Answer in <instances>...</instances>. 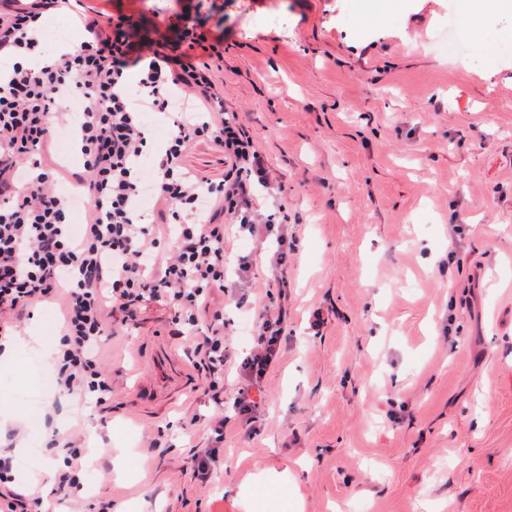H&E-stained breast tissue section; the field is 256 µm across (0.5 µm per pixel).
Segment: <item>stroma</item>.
<instances>
[{
  "label": "stroma",
  "mask_w": 512,
  "mask_h": 512,
  "mask_svg": "<svg viewBox=\"0 0 512 512\" xmlns=\"http://www.w3.org/2000/svg\"><path fill=\"white\" fill-rule=\"evenodd\" d=\"M80 2L147 45L177 42L188 21L224 36V104L266 156L260 200L287 207L295 241L288 341L257 435L233 421L219 446L187 425L213 406L160 306L107 339L108 410L56 387L29 404L16 364L46 361L15 348L0 363V456L81 433L82 488L63 512H512V15L481 19L448 52L459 0ZM224 252L227 269L245 256L254 273L241 306L216 296L240 359L271 251L228 222ZM22 328L55 346L62 311L35 305ZM213 446L204 482L193 455ZM64 456L9 468L11 490L48 495L42 473ZM264 470L278 492L251 483Z\"/></svg>",
  "instance_id": "1"
}]
</instances>
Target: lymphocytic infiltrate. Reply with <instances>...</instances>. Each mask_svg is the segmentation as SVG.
<instances>
[{
    "instance_id": "1",
    "label": "lymphocytic infiltrate",
    "mask_w": 512,
    "mask_h": 512,
    "mask_svg": "<svg viewBox=\"0 0 512 512\" xmlns=\"http://www.w3.org/2000/svg\"><path fill=\"white\" fill-rule=\"evenodd\" d=\"M72 0H0V346L12 340L27 310L58 301L65 333L56 356L57 384L97 408L112 401V383L99 363L115 325L137 323L148 305L171 308L181 335L190 337L196 366L208 378L214 410L208 427L224 440L225 405L245 434L262 390L280 363L286 340V292L266 293L254 342L242 359L240 386L224 398L229 353L224 309L215 291L224 279V219L257 240H275L271 278L283 283L288 215L258 208L254 187L269 179L267 161L246 128L224 111V88L213 71L224 66V40L185 27L186 47L167 40L142 45L124 18L111 29L77 14L79 41L56 48L48 65L29 59L45 46L37 20L70 9ZM82 105L74 143L81 170H64L53 156L54 133L65 127L72 102ZM164 115L170 134L151 144L148 115ZM211 142L228 171L214 182L191 172L182 156L195 142ZM153 169L151 209L140 206V161ZM25 183L17 191V183ZM85 205L81 231L71 232L64 185ZM199 453L195 472L208 480L219 451Z\"/></svg>"
}]
</instances>
